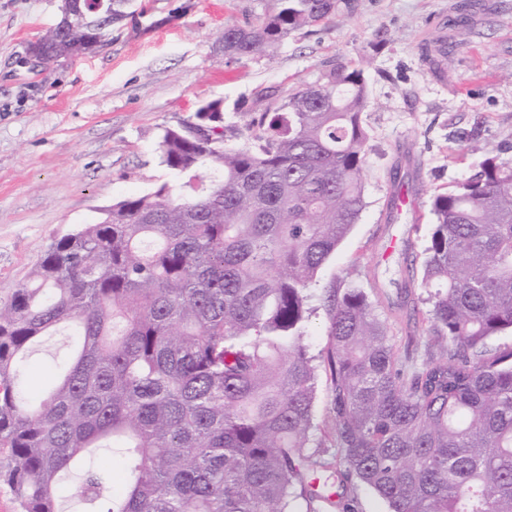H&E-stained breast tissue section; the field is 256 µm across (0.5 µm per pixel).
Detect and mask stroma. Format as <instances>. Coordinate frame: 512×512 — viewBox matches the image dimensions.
Returning a JSON list of instances; mask_svg holds the SVG:
<instances>
[{
  "instance_id": "stroma-1",
  "label": "stroma",
  "mask_w": 512,
  "mask_h": 512,
  "mask_svg": "<svg viewBox=\"0 0 512 512\" xmlns=\"http://www.w3.org/2000/svg\"><path fill=\"white\" fill-rule=\"evenodd\" d=\"M456 0H353L351 11L291 34L274 52L224 54V30L257 24L278 0H132L101 51L36 69L24 58L60 19L59 0H0V297L25 283L55 239L96 223L103 209L174 182L159 158L163 128L224 103V144L242 145L252 113L337 64L366 62L370 104L365 208L322 268L317 289L377 272L395 292L406 264L420 265L434 195L477 169L466 135L512 160V0H475L472 28L437 68L424 49ZM418 202L419 220L384 217L395 184ZM385 320L398 348L422 353L429 324ZM62 330L24 360L19 384L36 398L70 353Z\"/></svg>"
}]
</instances>
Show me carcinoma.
I'll return each instance as SVG.
<instances>
[{
    "instance_id": "cac0c4a2",
    "label": "carcinoma",
    "mask_w": 512,
    "mask_h": 512,
    "mask_svg": "<svg viewBox=\"0 0 512 512\" xmlns=\"http://www.w3.org/2000/svg\"><path fill=\"white\" fill-rule=\"evenodd\" d=\"M260 23L224 29V54L265 55L352 0H280ZM467 5L453 32L470 31ZM67 29L37 39L45 63L91 49L82 32L125 17V0H73ZM369 103L363 69L340 64L246 124L224 147L220 103L198 112L213 141L164 128L180 180L112 205L54 240L29 283L0 299V480L19 512H63L77 463L112 445L126 480L80 477L85 512H318L354 484L388 512H512V162L469 138L479 171L431 202L421 279L400 305H429L421 358L400 356L361 288L320 297L330 345L305 343L309 290L358 223ZM438 289L420 298L414 287ZM66 328L76 348L36 407L18 367ZM329 373L336 448L315 440L318 370Z\"/></svg>"
}]
</instances>
